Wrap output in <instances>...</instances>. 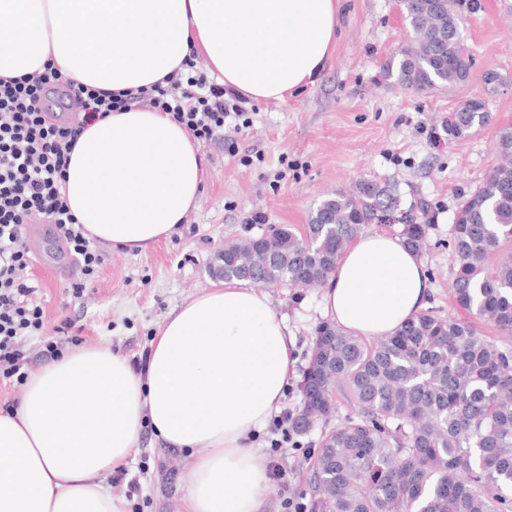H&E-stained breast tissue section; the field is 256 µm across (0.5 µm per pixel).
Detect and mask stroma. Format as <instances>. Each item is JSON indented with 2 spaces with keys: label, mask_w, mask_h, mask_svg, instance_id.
<instances>
[{
  "label": "stroma",
  "mask_w": 512,
  "mask_h": 512,
  "mask_svg": "<svg viewBox=\"0 0 512 512\" xmlns=\"http://www.w3.org/2000/svg\"><path fill=\"white\" fill-rule=\"evenodd\" d=\"M408 38L397 0H341L336 49L315 84L283 102L249 101L247 131L228 128L204 145L202 195L179 233L142 253L108 251L83 296L64 297L75 272L57 273L53 245L25 236L27 248L42 249L30 274L46 323L44 335L25 344L28 370L45 362L50 341L63 352L103 343L138 363L166 315L215 283L209 266L226 244L283 225L302 229L322 199L361 179L390 185L402 209L428 208L431 227L422 256L433 283L428 307L444 317L456 315L449 288L455 260L448 247L454 213L497 166V130L512 123V0H479L464 24L472 69L460 88L416 93L386 78V63ZM489 69L507 79L492 95L482 81ZM467 97L484 98L492 120L469 137L447 139L442 124ZM268 295L295 342L298 375L282 404L295 414L301 408L300 374L325 319L322 291L272 288ZM66 319L71 327L63 335L58 328ZM320 436L315 428L299 435L297 444L277 448L270 427L255 433L257 454L278 461L287 478L270 483L260 512H287L289 497L309 503L307 460ZM123 470L121 481L109 473L103 480L126 502L127 512H184L185 454L167 447L151 427H144Z\"/></svg>",
  "instance_id": "obj_1"
}]
</instances>
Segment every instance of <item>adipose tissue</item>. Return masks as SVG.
Listing matches in <instances>:
<instances>
[{"mask_svg": "<svg viewBox=\"0 0 512 512\" xmlns=\"http://www.w3.org/2000/svg\"><path fill=\"white\" fill-rule=\"evenodd\" d=\"M339 0H0V77L54 62L65 81L115 92L205 57L225 87L284 101L314 84L337 41ZM203 153L168 114L134 109L90 124L61 192L88 237L126 253L177 233L202 190ZM432 288L400 236L369 231L339 258L330 321L387 336ZM270 298L221 281L170 312L143 372L110 346L79 347L30 372L0 412V512H125L101 481L144 424L185 452L186 512H258L270 477L252 438L296 375Z\"/></svg>", "mask_w": 512, "mask_h": 512, "instance_id": "ef3b65f1", "label": "adipose tissue"}]
</instances>
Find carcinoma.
Instances as JSON below:
<instances>
[{
  "label": "carcinoma",
  "mask_w": 512,
  "mask_h": 512,
  "mask_svg": "<svg viewBox=\"0 0 512 512\" xmlns=\"http://www.w3.org/2000/svg\"><path fill=\"white\" fill-rule=\"evenodd\" d=\"M409 44L386 74L408 89L457 88L471 58L460 20L477 0H401ZM491 121L482 98L448 114L444 131L462 139ZM500 162L463 198L450 230L456 258L450 290L466 317L419 314L393 335L366 342L323 322L304 373L294 432L325 431L311 469L310 512H512V125L499 129ZM399 207L371 179L326 197L301 231L279 227L218 252L226 280L318 288L367 224ZM430 225L406 217L400 236L423 252ZM351 414L333 426L337 398Z\"/></svg>",
  "instance_id": "cac0c4a2"
}]
</instances>
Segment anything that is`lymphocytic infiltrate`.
I'll return each mask as SVG.
<instances>
[{
  "instance_id": "1",
  "label": "lymphocytic infiltrate",
  "mask_w": 512,
  "mask_h": 512,
  "mask_svg": "<svg viewBox=\"0 0 512 512\" xmlns=\"http://www.w3.org/2000/svg\"><path fill=\"white\" fill-rule=\"evenodd\" d=\"M245 97L209 78L187 60L185 71L169 74L135 91L73 87L53 65L19 78H0V379L24 381L23 339L43 335L44 309L23 243L25 225L56 227L83 278L72 283L83 294L99 272L104 253L86 236L61 194L69 155L82 130L114 112L151 109L172 114L191 137L207 144L230 117L245 113Z\"/></svg>"
}]
</instances>
